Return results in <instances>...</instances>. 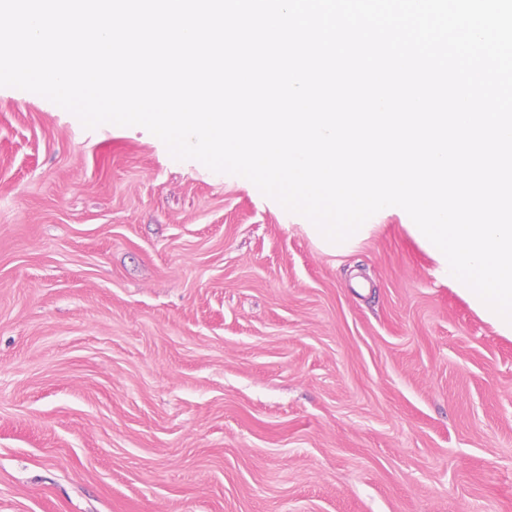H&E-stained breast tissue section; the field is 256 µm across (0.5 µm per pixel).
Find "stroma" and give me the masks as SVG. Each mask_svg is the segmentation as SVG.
Wrapping results in <instances>:
<instances>
[{
  "label": "stroma",
  "instance_id": "35a3bbf8",
  "mask_svg": "<svg viewBox=\"0 0 512 512\" xmlns=\"http://www.w3.org/2000/svg\"><path fill=\"white\" fill-rule=\"evenodd\" d=\"M304 222L0 87V512H512V339L403 209Z\"/></svg>",
  "mask_w": 512,
  "mask_h": 512
}]
</instances>
